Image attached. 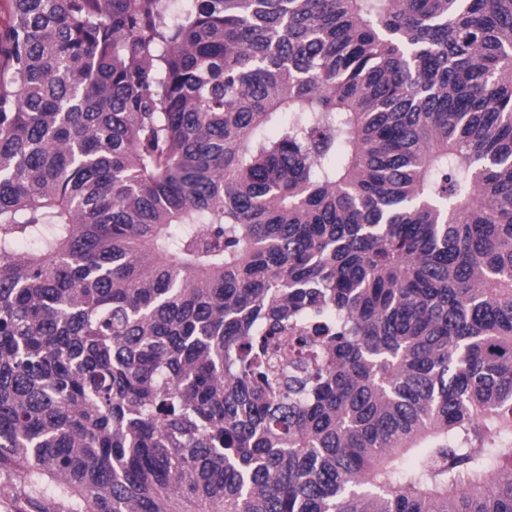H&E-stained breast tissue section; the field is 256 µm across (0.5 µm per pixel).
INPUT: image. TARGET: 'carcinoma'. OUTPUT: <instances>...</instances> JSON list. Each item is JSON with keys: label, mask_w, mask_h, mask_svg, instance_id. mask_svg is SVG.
Returning <instances> with one entry per match:
<instances>
[{"label": "carcinoma", "mask_w": 512, "mask_h": 512, "mask_svg": "<svg viewBox=\"0 0 512 512\" xmlns=\"http://www.w3.org/2000/svg\"><path fill=\"white\" fill-rule=\"evenodd\" d=\"M172 2L6 0L0 497L512 512V0Z\"/></svg>", "instance_id": "1"}]
</instances>
